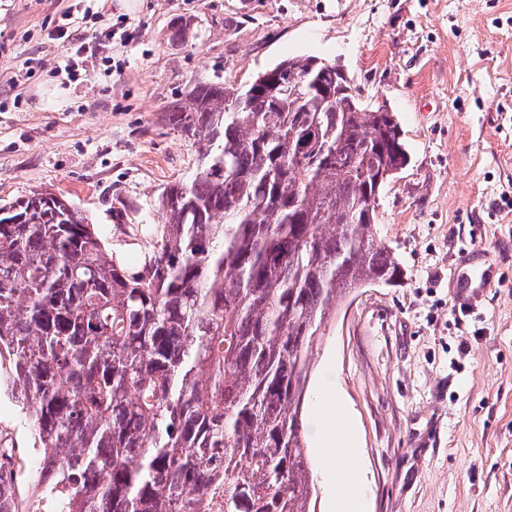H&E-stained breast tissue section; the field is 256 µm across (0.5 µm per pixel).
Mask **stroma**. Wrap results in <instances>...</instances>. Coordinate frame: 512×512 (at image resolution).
<instances>
[{
	"mask_svg": "<svg viewBox=\"0 0 512 512\" xmlns=\"http://www.w3.org/2000/svg\"><path fill=\"white\" fill-rule=\"evenodd\" d=\"M136 29L68 82L47 28ZM343 66L397 117L411 162L384 188L395 286L339 300L313 348L302 414L335 382L356 433L364 512H512V0H0V204L44 190L107 248L151 252L154 201L197 146L164 115L203 80L248 84L294 55ZM0 441L29 502L37 456L0 392Z\"/></svg>",
	"mask_w": 512,
	"mask_h": 512,
	"instance_id": "35a3bbf8",
	"label": "stroma"
}]
</instances>
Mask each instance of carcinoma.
<instances>
[{"label": "carcinoma", "mask_w": 512, "mask_h": 512, "mask_svg": "<svg viewBox=\"0 0 512 512\" xmlns=\"http://www.w3.org/2000/svg\"><path fill=\"white\" fill-rule=\"evenodd\" d=\"M167 120L200 165L162 191L139 263L53 194L0 217V389L29 414L33 493L46 512H315L309 353L338 299L400 280L375 211L410 163L402 129L311 55L204 80Z\"/></svg>", "instance_id": "1"}]
</instances>
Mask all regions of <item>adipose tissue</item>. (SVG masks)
<instances>
[{"instance_id":"ef3b65f1","label":"adipose tissue","mask_w":512,"mask_h":512,"mask_svg":"<svg viewBox=\"0 0 512 512\" xmlns=\"http://www.w3.org/2000/svg\"><path fill=\"white\" fill-rule=\"evenodd\" d=\"M315 408L323 431L321 475L332 512H361L365 479L357 463L354 429L349 427L341 433L336 430L341 404L335 387L318 392Z\"/></svg>"}]
</instances>
